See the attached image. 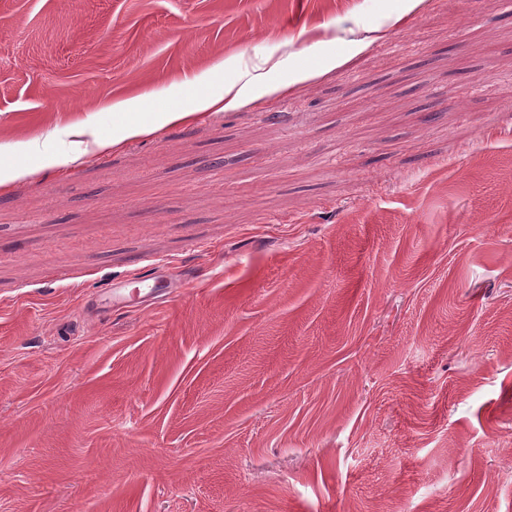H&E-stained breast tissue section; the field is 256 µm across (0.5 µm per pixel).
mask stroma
<instances>
[{
    "instance_id": "stroma-1",
    "label": "stroma",
    "mask_w": 512,
    "mask_h": 512,
    "mask_svg": "<svg viewBox=\"0 0 512 512\" xmlns=\"http://www.w3.org/2000/svg\"><path fill=\"white\" fill-rule=\"evenodd\" d=\"M463 2L0 0V512H512V11ZM111 109L121 129V136L117 139H113L112 142L103 143V146L114 145L126 138L153 130V126L141 119L138 113L134 112L128 104L113 105ZM142 285L143 288H141ZM132 286L134 287L131 288ZM173 288L176 287L168 276L162 270H158L139 278L113 279L91 301L97 305V308H120L133 301L141 306L150 305L168 296Z\"/></svg>"
}]
</instances>
